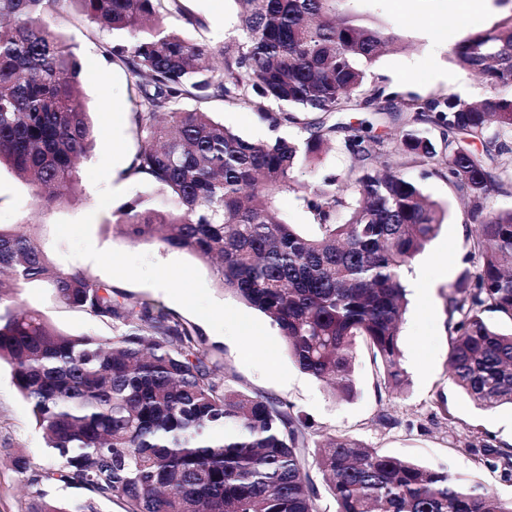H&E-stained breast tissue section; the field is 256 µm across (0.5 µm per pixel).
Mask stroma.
I'll list each match as a JSON object with an SVG mask.
<instances>
[{
	"instance_id": "1",
	"label": "stroma",
	"mask_w": 512,
	"mask_h": 512,
	"mask_svg": "<svg viewBox=\"0 0 512 512\" xmlns=\"http://www.w3.org/2000/svg\"><path fill=\"white\" fill-rule=\"evenodd\" d=\"M182 4L200 20V27H185L176 15L169 16L168 22L184 29L189 37L216 45L235 35L238 18L234 0H182ZM348 7L352 13L381 24L398 37L394 50L382 55L371 67V74L380 85L405 96L426 98L455 94L474 99L483 91L480 78L457 67L449 58V50L472 32L493 28L502 16L512 13V0H489L485 5L480 0H349ZM58 27L83 62L90 58L102 61L101 43H119L125 39L121 33L98 31L79 16L59 18ZM209 110L217 121L253 142L298 134L291 126L271 128L253 113L224 106L220 101L211 102ZM101 156V149H94L79 166L78 193L68 202L48 209L35 201L29 185L10 170L1 169L0 225L19 233H36L46 254L58 267L80 268L101 279L105 273L93 261L67 258V244L54 240L56 221L93 214L91 237L97 249L147 253L158 262L185 261L201 273L214 300L242 308V301L219 286L212 266L198 260L193 253L157 242L134 244L121 234L115 225L121 208L136 199L148 200L155 207L163 206L168 192L149 180L123 177V167L118 164L112 168L107 185L120 190L121 195L108 207L99 208L98 190L89 179V171L99 163ZM404 174L446 211L438 235L404 272L409 299L400 333L402 367L408 379L404 389L380 387L372 353L362 343L356 349L354 388L350 397H338L330 386L293 363L288 366L292 374L289 383L269 381L244 365L229 337L214 331L162 290L119 279L114 285L128 300L158 301L194 326L206 348L220 350L225 374L232 384L292 404L311 424L310 444L320 443L333 434H346L383 453L467 477L508 500L512 498V479H505L500 472L484 465L479 456L468 451L467 445L479 438L502 446L511 444L512 405L479 409L452 381L448 371L450 340L445 327V295L457 281L469 253L468 209L445 179L424 175L419 167L405 169ZM434 263L444 267L445 276L429 294H420V273ZM20 304L41 310L54 325L69 334L107 336L111 333L110 328L88 314L58 303L42 288H21ZM384 416L390 418V425L381 424ZM18 454L39 464L47 460L42 435L35 426L28 403L13 383L11 367L1 363L0 512H25V477L11 463L12 457Z\"/></svg>"
}]
</instances>
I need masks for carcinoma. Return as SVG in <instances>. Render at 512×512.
<instances>
[{
	"instance_id": "1",
	"label": "carcinoma",
	"mask_w": 512,
	"mask_h": 512,
	"mask_svg": "<svg viewBox=\"0 0 512 512\" xmlns=\"http://www.w3.org/2000/svg\"><path fill=\"white\" fill-rule=\"evenodd\" d=\"M240 33L212 46L167 23L199 20L181 0H0V166L42 205L79 190L77 162L93 148L82 66L53 20L71 13L102 31L126 32L102 56L130 77L139 149L126 171L165 188L160 210L137 200L117 223L133 243L157 240L214 264L225 291L264 314L305 373L353 392L357 339L384 388H401L404 270L438 233L444 209L407 179L430 165L439 129L444 168L434 173L466 201V269L446 295L453 382L479 407L512 404V209H487L512 189V14L454 44L450 55L488 93L426 99L386 91L369 67L397 37L353 14L347 0H234ZM211 99L255 113L301 137L251 142L214 120ZM193 100L189 109L183 101ZM398 102V109L391 108ZM370 112L405 133L385 162L373 124L336 120ZM341 133V140L336 134ZM340 142L342 177L298 179ZM481 148H476L475 143ZM301 193L318 234L286 223L280 195ZM40 284L112 337L67 334L19 289ZM42 431L51 462L18 456L26 512H99L114 497L125 512H320L317 468L337 512H512V500L429 466L332 435L309 454V424L285 401L234 386L198 331L155 300L130 302L111 283L55 266L34 234L0 227V362ZM467 450L512 478V448L485 440ZM90 496L64 500L57 487Z\"/></svg>"
}]
</instances>
